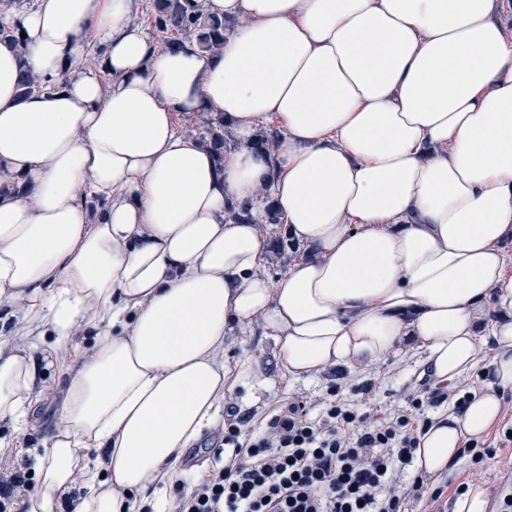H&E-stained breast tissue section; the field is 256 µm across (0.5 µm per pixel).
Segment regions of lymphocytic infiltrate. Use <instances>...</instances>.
I'll return each mask as SVG.
<instances>
[{"label":"lymphocytic infiltrate","instance_id":"1","mask_svg":"<svg viewBox=\"0 0 512 512\" xmlns=\"http://www.w3.org/2000/svg\"><path fill=\"white\" fill-rule=\"evenodd\" d=\"M408 405L368 422L330 387L318 412L294 399L278 405L266 424L241 433L224 425L232 453L174 512H406L422 497L423 479L405 481L429 424L425 406L458 412L470 395L422 377ZM33 485L28 466L0 471V512H26Z\"/></svg>","mask_w":512,"mask_h":512}]
</instances>
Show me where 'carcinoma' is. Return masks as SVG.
<instances>
[{"label": "carcinoma", "instance_id": "carcinoma-1", "mask_svg": "<svg viewBox=\"0 0 512 512\" xmlns=\"http://www.w3.org/2000/svg\"><path fill=\"white\" fill-rule=\"evenodd\" d=\"M148 25L160 37L162 47L173 48L185 40H196L203 52L213 53L224 44V33L228 31L227 21L222 17L210 16L201 9H191L182 0H151L147 15ZM49 80L21 71L20 87L28 93L48 86ZM201 142L209 147L218 160L224 159V120L217 119L206 129ZM253 206L242 202L227 211V219L249 221Z\"/></svg>", "mask_w": 512, "mask_h": 512}]
</instances>
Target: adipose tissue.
Instances as JSON below:
<instances>
[{"mask_svg": "<svg viewBox=\"0 0 512 512\" xmlns=\"http://www.w3.org/2000/svg\"><path fill=\"white\" fill-rule=\"evenodd\" d=\"M0 0V463L29 457L27 512H170L178 454L260 373L232 337H272L284 378L399 346L444 381L481 370L414 452L436 476L512 390V0H204L222 50L166 49L135 0ZM108 78L62 75L89 45ZM55 78L21 94L22 69ZM213 112L216 156L179 128ZM266 122L272 153L253 148ZM270 199L304 249L269 275ZM106 206L91 212L92 200ZM93 335L81 345L80 333ZM65 376L42 447L31 337ZM224 133L226 137H229L228 139L226 138L227 145L228 143H234V131L227 126L224 127V120L215 119V121L211 123V126L206 129V135L202 136L200 139L219 159L224 156Z\"/></svg>", "mask_w": 512, "mask_h": 512, "instance_id": "1", "label": "adipose tissue"}]
</instances>
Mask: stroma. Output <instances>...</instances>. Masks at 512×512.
<instances>
[{
	"instance_id": "35a3bbf8",
	"label": "stroma",
	"mask_w": 512,
	"mask_h": 512,
	"mask_svg": "<svg viewBox=\"0 0 512 512\" xmlns=\"http://www.w3.org/2000/svg\"><path fill=\"white\" fill-rule=\"evenodd\" d=\"M273 341L261 332L250 336L233 337L227 350L229 358L242 355L251 356L257 363L262 381L253 387L238 390L236 406L242 418V430L256 427L266 421L273 407L288 398L299 396L308 406H316L327 395L332 384H340L343 398L357 400L360 413L376 416L405 405L408 395L415 386V379L427 370L426 354L416 348L400 347L386 359L349 372L346 379H338L336 374L323 373L315 378L289 382L284 380L274 366L272 358ZM371 383L369 394L356 393L357 385ZM458 481L469 484H487L492 475H512V446L497 449L495 455L474 462L470 455H462L452 468L451 475Z\"/></svg>"
}]
</instances>
